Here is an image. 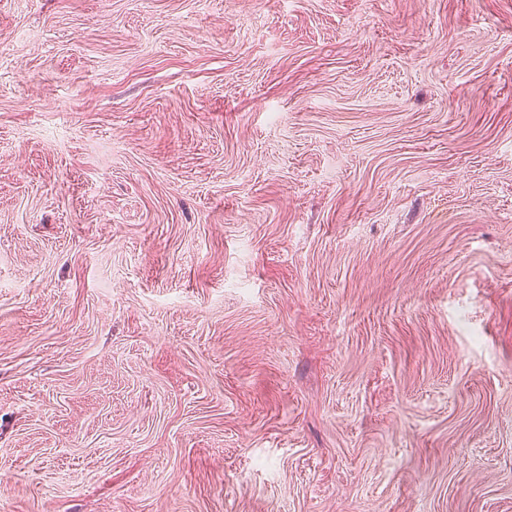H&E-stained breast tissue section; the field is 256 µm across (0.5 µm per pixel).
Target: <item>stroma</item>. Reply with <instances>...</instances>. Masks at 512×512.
I'll return each instance as SVG.
<instances>
[{"label": "stroma", "instance_id": "35a3bbf8", "mask_svg": "<svg viewBox=\"0 0 512 512\" xmlns=\"http://www.w3.org/2000/svg\"><path fill=\"white\" fill-rule=\"evenodd\" d=\"M0 512H512V0H0Z\"/></svg>", "mask_w": 512, "mask_h": 512}]
</instances>
